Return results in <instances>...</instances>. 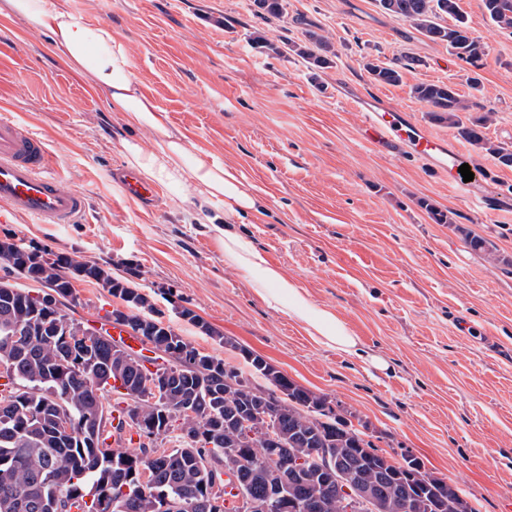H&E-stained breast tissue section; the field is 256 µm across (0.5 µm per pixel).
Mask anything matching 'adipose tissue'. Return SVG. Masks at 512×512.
<instances>
[{"instance_id": "1", "label": "adipose tissue", "mask_w": 512, "mask_h": 512, "mask_svg": "<svg viewBox=\"0 0 512 512\" xmlns=\"http://www.w3.org/2000/svg\"><path fill=\"white\" fill-rule=\"evenodd\" d=\"M0 15L21 16L31 29L49 32L58 55L93 87L106 92L111 110L126 127L153 133L148 149L138 140H123L127 165L143 181L191 190L198 210L222 212L224 261L244 270L267 304L302 322L314 341L347 355H361V340L343 319L316 307L305 289L286 279L250 240L233 229L234 217L262 212L264 198L245 188L235 168L193 158L187 141L169 130L165 111L128 73L125 55L112 46L110 28L81 23L64 0H0Z\"/></svg>"}]
</instances>
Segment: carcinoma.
Here are the masks:
<instances>
[{"instance_id": "1", "label": "carcinoma", "mask_w": 512, "mask_h": 512, "mask_svg": "<svg viewBox=\"0 0 512 512\" xmlns=\"http://www.w3.org/2000/svg\"><path fill=\"white\" fill-rule=\"evenodd\" d=\"M378 2L386 13L410 22L429 40L447 45L465 64L481 67L486 45L472 36L458 0ZM482 4L491 22L512 30V0H482ZM445 16L453 23H439ZM306 38L307 44L296 46L297 54L314 67H328L329 45L313 31ZM412 64L413 59L404 57L388 65L369 62L366 69L375 83L397 85L402 70ZM412 93L428 106L433 121L456 129L462 139L512 167V150L492 143L484 134L488 118L465 116L484 111L480 103L462 99L443 82L417 83ZM0 266L16 279L0 281V363L10 361L14 368L7 383L12 389L9 404L0 407V512H96L104 493L112 501V512H169L166 500L175 498L183 503L180 512H228L224 495H213L210 484L204 482L200 461L205 453L222 456L234 449L246 462L239 482L248 506L236 505L233 512H264L262 506L275 486L295 498L320 497L321 512H343L341 493L324 489L316 473H307L298 485H287L279 469L252 463L269 452L258 436L260 428L276 432L288 458L306 461L317 448L333 449L341 488L352 475L366 481L380 479L364 464L368 454L379 452L377 446L361 432H351L347 420L336 414L325 396L299 386L288 405L270 406L257 425L235 422L205 438L213 417L239 410L258 393L277 400L284 377L268 365L255 364L247 377L209 354L195 368L185 366L177 356L154 371L145 365L146 357L128 359L111 336L74 317L78 297L68 275L93 270L96 283L131 307L129 326L146 320L156 343L181 342L182 337L170 327L160 325L162 312L131 280L13 238L0 240ZM77 331L92 341L90 349L72 344ZM160 374L168 385L155 391L147 381ZM188 403L193 413L180 414ZM161 411L171 419L162 439L174 445L161 448L159 456L148 458L160 448L158 442L140 440L131 448H115L109 442L113 419L140 415L151 420ZM61 415L70 417L71 431L57 430L56 419ZM141 467L150 472L146 483L140 481ZM379 493L386 503L381 512H435L434 498L448 502L446 512L464 507L459 490L431 473L427 487L419 492L383 483Z\"/></svg>"}]
</instances>
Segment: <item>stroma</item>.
<instances>
[{
	"instance_id": "1",
	"label": "stroma",
	"mask_w": 512,
	"mask_h": 512,
	"mask_svg": "<svg viewBox=\"0 0 512 512\" xmlns=\"http://www.w3.org/2000/svg\"><path fill=\"white\" fill-rule=\"evenodd\" d=\"M271 16L254 0H68L92 26L111 28L128 71L186 138L194 158L235 167L267 209L244 216L239 233L313 303L342 317L365 355L313 341L304 326L268 306L188 191L161 189L146 209L109 178L124 166L126 129L57 54L49 33L0 16V107L46 141L66 183L86 194L79 224H31L9 215L5 237L78 256L113 277L133 276L184 339L236 365L250 349L296 384L326 396L384 453L411 455L455 485L475 512H512V167L455 129L431 120L413 97L420 82L476 95L494 143L512 149V32L498 29L482 0H460L487 45L481 88L442 43L386 14L378 0H281ZM333 53L318 69L290 50L306 30ZM415 60L399 85L375 84L363 64ZM358 94L409 112L424 131L458 140L485 206L423 164L378 154L362 136ZM451 213L439 224L433 211ZM495 244L497 260L468 239ZM76 314L104 324L118 306L102 285L72 277ZM193 310L230 338L200 332ZM387 359L388 370L368 358Z\"/></svg>"
}]
</instances>
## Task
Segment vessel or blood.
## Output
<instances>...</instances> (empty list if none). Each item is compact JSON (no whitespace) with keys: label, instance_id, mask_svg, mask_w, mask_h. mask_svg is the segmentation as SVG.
Here are the masks:
<instances>
[{"label":"vessel or blood","instance_id":"b4317fda","mask_svg":"<svg viewBox=\"0 0 512 512\" xmlns=\"http://www.w3.org/2000/svg\"><path fill=\"white\" fill-rule=\"evenodd\" d=\"M355 107L363 112L366 135L381 153L399 159L412 156L426 162L434 173L458 184L462 164L459 146L446 138L420 130L402 108L383 99L358 96ZM124 192L141 204H151L155 186L135 173H110ZM87 198L68 188L53 167L44 139L10 113H0V207L34 224L80 223Z\"/></svg>","mask_w":512,"mask_h":512}]
</instances>
